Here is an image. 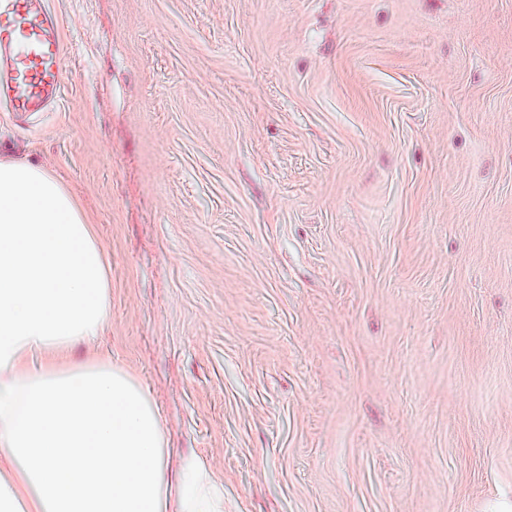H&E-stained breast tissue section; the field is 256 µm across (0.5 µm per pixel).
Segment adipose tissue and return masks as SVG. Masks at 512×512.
<instances>
[{
  "instance_id": "adipose-tissue-1",
  "label": "adipose tissue",
  "mask_w": 512,
  "mask_h": 512,
  "mask_svg": "<svg viewBox=\"0 0 512 512\" xmlns=\"http://www.w3.org/2000/svg\"><path fill=\"white\" fill-rule=\"evenodd\" d=\"M110 290L64 183L0 160V512H224L197 461L169 478L163 423L132 375L72 361L101 335Z\"/></svg>"
}]
</instances>
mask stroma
Returning <instances> with one entry per match:
<instances>
[{
  "instance_id": "obj_1",
  "label": "stroma",
  "mask_w": 512,
  "mask_h": 512,
  "mask_svg": "<svg viewBox=\"0 0 512 512\" xmlns=\"http://www.w3.org/2000/svg\"><path fill=\"white\" fill-rule=\"evenodd\" d=\"M65 80L0 105L110 264L109 356L225 512L512 491V0H48Z\"/></svg>"
}]
</instances>
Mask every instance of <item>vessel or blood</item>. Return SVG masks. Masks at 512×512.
<instances>
[{"label":"vessel or blood","mask_w":512,"mask_h":512,"mask_svg":"<svg viewBox=\"0 0 512 512\" xmlns=\"http://www.w3.org/2000/svg\"><path fill=\"white\" fill-rule=\"evenodd\" d=\"M64 43L46 0H0V99L45 112L63 86Z\"/></svg>","instance_id":"vessel-or-blood-1"}]
</instances>
